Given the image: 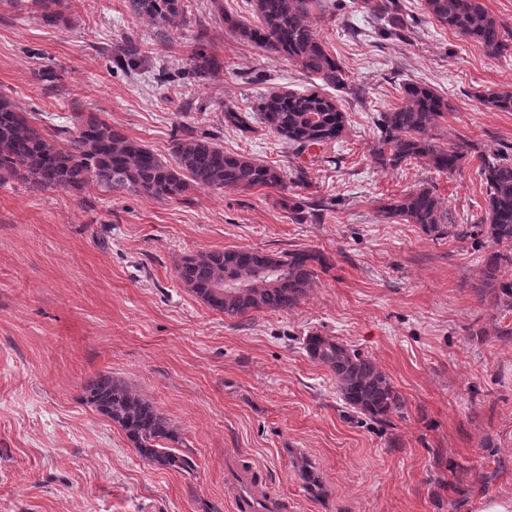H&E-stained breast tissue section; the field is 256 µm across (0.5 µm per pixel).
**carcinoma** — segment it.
I'll list each match as a JSON object with an SVG mask.
<instances>
[{"label":"carcinoma","instance_id":"obj_1","mask_svg":"<svg viewBox=\"0 0 512 512\" xmlns=\"http://www.w3.org/2000/svg\"><path fill=\"white\" fill-rule=\"evenodd\" d=\"M425 13L439 25L475 42L492 55L512 51V32L502 26L481 0H423ZM48 24L63 19L60 0H31ZM255 24L229 16L227 25L240 40L287 58L302 70L316 74L324 85H346L341 62L328 53L310 21L321 0H251ZM361 8L388 22L395 0H360ZM130 11L146 16L161 28L185 22V0H129ZM203 34L182 47L192 74L203 76L222 67L208 52ZM141 55L131 43L116 50L113 62L129 66ZM405 103L380 115V137L373 157L382 167L423 160L437 171L453 175L462 169L468 144L438 145L432 128L448 111V102L427 85L407 83ZM479 103L499 112H512V90L480 94ZM224 122L242 132L262 124L288 145L305 150L339 138L344 113L319 91L277 93L266 97L256 112H224ZM173 161L162 160L151 149L129 138L96 115L76 112L70 124L47 130L35 116L17 110L0 94V182L23 180L36 189H72L89 186L114 193L143 194L158 200L176 199L191 186L247 191L258 187L288 189L284 174L251 157L224 152L206 134L187 130L173 140ZM479 175L486 187L485 220L463 226L451 221L430 187L419 188L382 206L389 218L419 225L435 239L462 238L476 229L489 244L512 245V152L482 158ZM327 258L318 251L298 249L268 254L248 248L202 252L184 257L177 266L181 282L213 309L228 318L252 311H286L297 306L313 288ZM226 278L244 280L252 287L233 293L218 292ZM479 287L493 295V304L512 306V252L487 254L480 268ZM304 350L328 367L336 378L342 401L374 422H385L402 409L404 401L369 356L329 336L310 335ZM86 401L116 423L146 461L192 473L195 460L178 452L175 430L147 399L122 381L99 374L87 381Z\"/></svg>","mask_w":512,"mask_h":512}]
</instances>
